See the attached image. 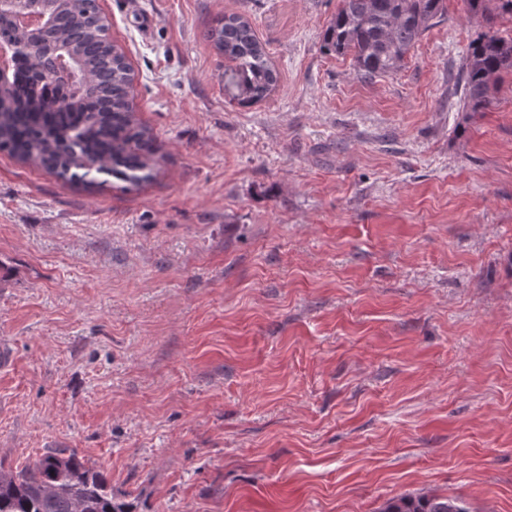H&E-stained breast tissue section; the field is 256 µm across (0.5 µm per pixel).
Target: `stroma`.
<instances>
[{"instance_id": "1", "label": "stroma", "mask_w": 512, "mask_h": 512, "mask_svg": "<svg viewBox=\"0 0 512 512\" xmlns=\"http://www.w3.org/2000/svg\"><path fill=\"white\" fill-rule=\"evenodd\" d=\"M339 4L97 0L157 173L0 152L5 465L75 450L137 512H512V73L463 121V0L371 80ZM230 13L279 71L249 107ZM207 37L224 59L235 63L227 86L235 90L233 99L238 105L258 103L271 94L279 75L247 17L230 14L217 18ZM382 512H469L465 504L456 498L423 496L399 497L390 500Z\"/></svg>"}]
</instances>
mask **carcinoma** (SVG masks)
<instances>
[{
  "mask_svg": "<svg viewBox=\"0 0 512 512\" xmlns=\"http://www.w3.org/2000/svg\"><path fill=\"white\" fill-rule=\"evenodd\" d=\"M443 0H341L322 36L328 53L351 55L367 78L397 71L429 22L443 12ZM53 17L38 37L0 17V41L28 50L14 55L10 82L0 105V151L41 165L68 181L93 171L138 185L153 177L152 136L135 117L133 76L125 55L109 39V23L91 0H35ZM469 18L487 26L467 49L457 85L462 110L475 115L492 102L502 74L512 73V37L495 29L499 15L512 18V0H464ZM207 37L234 63L227 85L247 106L266 99L279 75L250 20L241 14L215 20ZM61 44L74 54L77 76H51L55 59L48 47ZM90 165L72 170V146ZM0 512H135L120 499L101 470L76 453L50 450L17 469L0 464ZM382 512H469L456 498L423 496L390 500Z\"/></svg>",
  "mask_w": 512,
  "mask_h": 512,
  "instance_id": "cac0c4a2",
  "label": "carcinoma"
}]
</instances>
